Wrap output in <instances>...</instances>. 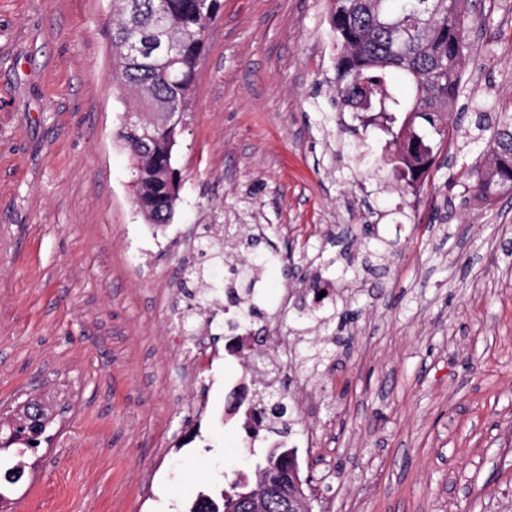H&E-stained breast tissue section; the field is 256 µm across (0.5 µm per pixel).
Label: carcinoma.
<instances>
[{"label": "carcinoma", "instance_id": "carcinoma-1", "mask_svg": "<svg viewBox=\"0 0 512 512\" xmlns=\"http://www.w3.org/2000/svg\"><path fill=\"white\" fill-rule=\"evenodd\" d=\"M428 12L407 18L406 32L379 22L367 0H331L330 25L336 37V96L344 106L356 105L360 97L371 93V112L380 114L379 130L396 137L409 126L411 136L402 156L387 155L368 161L369 171H387L407 192L416 193L441 152L450 145L454 127L443 121L453 112L462 89V70L469 50L466 16L468 0H427ZM209 0H115L112 29V82L130 94L129 111L149 112L162 103H188L197 74V58L204 47L209 24ZM171 37L176 55L169 60L143 49L125 53L124 45L136 42L144 32L159 28ZM410 84L412 99L397 93L398 86ZM180 124L169 122L153 128L144 142L128 134L120 125L118 137L128 151L135 179L134 203L145 220L160 229L171 222L179 200L180 178L174 175L173 154ZM490 131L491 162L497 171L482 180L479 167L463 171L473 196L481 201L512 193V113L502 112ZM221 250L218 240L200 235L197 255L201 262L215 259ZM201 281L200 272L187 268L181 288L188 296L205 302L203 294L188 289ZM50 416L40 401L33 399L17 414L15 423L0 429V453L14 449L16 454L34 452L30 433L44 431ZM286 448H271L256 472L268 480L278 475L280 459ZM21 467L0 458V503L8 501L7 492L16 485ZM232 483L219 496H202L189 512H224L225 498L240 490Z\"/></svg>", "mask_w": 512, "mask_h": 512}]
</instances>
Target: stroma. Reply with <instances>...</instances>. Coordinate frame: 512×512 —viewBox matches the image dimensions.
Returning a JSON list of instances; mask_svg holds the SVG:
<instances>
[{
    "label": "stroma",
    "mask_w": 512,
    "mask_h": 512,
    "mask_svg": "<svg viewBox=\"0 0 512 512\" xmlns=\"http://www.w3.org/2000/svg\"><path fill=\"white\" fill-rule=\"evenodd\" d=\"M329 12L221 0L177 151L181 200L156 231L118 137L110 0H0V423L30 397L61 411L9 512H55L62 492L66 512H188L252 477L267 450L224 413L240 368L223 327L195 377L202 418L166 336L198 234L245 257L255 224L302 274L264 269L253 329L275 316L331 355L315 370L296 358L283 384L325 397L318 446L308 415L288 437L314 512H512V198L477 202L459 177L489 155L477 114L512 110V0H476L450 151L415 196L360 157L378 143L336 103ZM345 251L365 266L344 271ZM302 305L358 315L335 341Z\"/></svg>",
    "instance_id": "obj_1"
}]
</instances>
